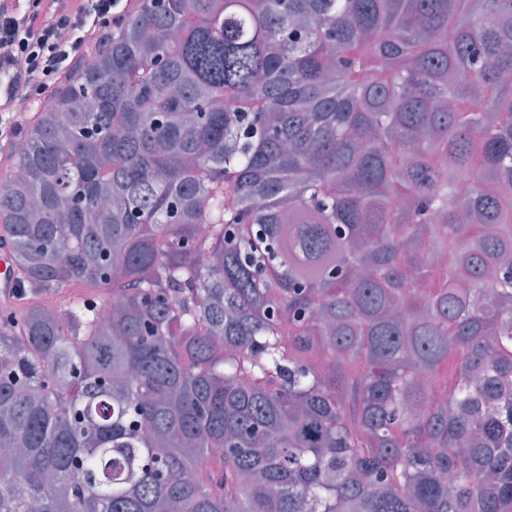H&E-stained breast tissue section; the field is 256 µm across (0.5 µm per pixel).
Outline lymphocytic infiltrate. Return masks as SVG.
<instances>
[{
	"mask_svg": "<svg viewBox=\"0 0 512 512\" xmlns=\"http://www.w3.org/2000/svg\"><path fill=\"white\" fill-rule=\"evenodd\" d=\"M115 0H0V143L22 132L17 119L103 38Z\"/></svg>",
	"mask_w": 512,
	"mask_h": 512,
	"instance_id": "obj_1",
	"label": "lymphocytic infiltrate"
}]
</instances>
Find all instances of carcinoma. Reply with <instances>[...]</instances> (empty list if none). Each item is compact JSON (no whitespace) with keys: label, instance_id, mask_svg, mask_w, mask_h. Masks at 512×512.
<instances>
[{"label":"carcinoma","instance_id":"1","mask_svg":"<svg viewBox=\"0 0 512 512\" xmlns=\"http://www.w3.org/2000/svg\"><path fill=\"white\" fill-rule=\"evenodd\" d=\"M510 44L512 0L116 7L4 148L0 512H512ZM16 288V281L12 274V263L9 256L1 253L0 255V301L5 303L9 301Z\"/></svg>","mask_w":512,"mask_h":512}]
</instances>
